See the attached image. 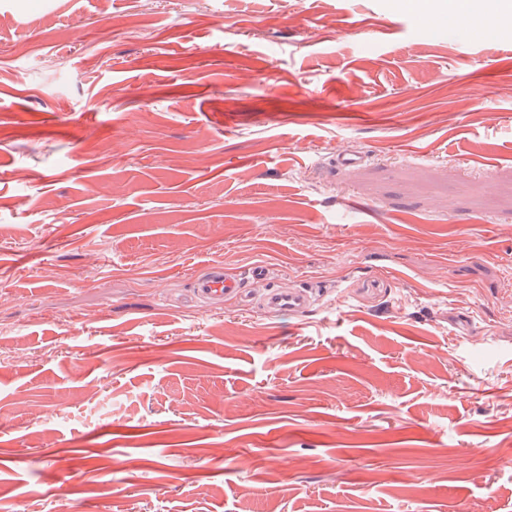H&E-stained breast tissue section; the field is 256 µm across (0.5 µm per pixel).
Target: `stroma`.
<instances>
[{"mask_svg": "<svg viewBox=\"0 0 512 512\" xmlns=\"http://www.w3.org/2000/svg\"><path fill=\"white\" fill-rule=\"evenodd\" d=\"M424 2L0 0V512H512V0ZM196 296L205 301L222 300L230 294H241L243 288L238 280L227 276L221 264H212L194 281ZM309 295L304 289H271L264 302L276 314H295L307 306Z\"/></svg>", "mask_w": 512, "mask_h": 512, "instance_id": "1", "label": "stroma"}]
</instances>
